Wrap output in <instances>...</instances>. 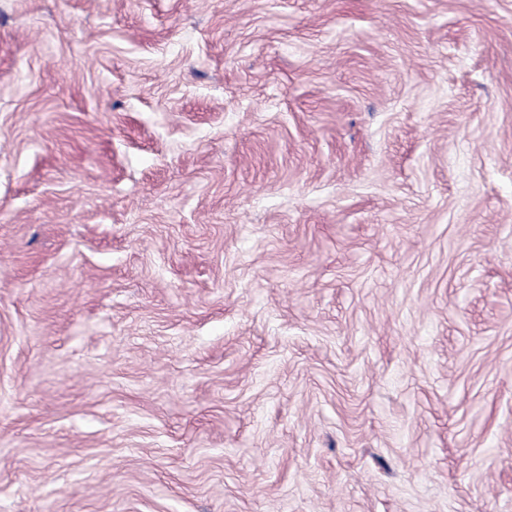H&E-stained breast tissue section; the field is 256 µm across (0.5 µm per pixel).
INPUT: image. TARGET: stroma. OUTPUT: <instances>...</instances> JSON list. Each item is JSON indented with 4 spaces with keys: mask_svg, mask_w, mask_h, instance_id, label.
<instances>
[{
    "mask_svg": "<svg viewBox=\"0 0 512 512\" xmlns=\"http://www.w3.org/2000/svg\"><path fill=\"white\" fill-rule=\"evenodd\" d=\"M0 512H512V0H0Z\"/></svg>",
    "mask_w": 512,
    "mask_h": 512,
    "instance_id": "stroma-1",
    "label": "stroma"
}]
</instances>
